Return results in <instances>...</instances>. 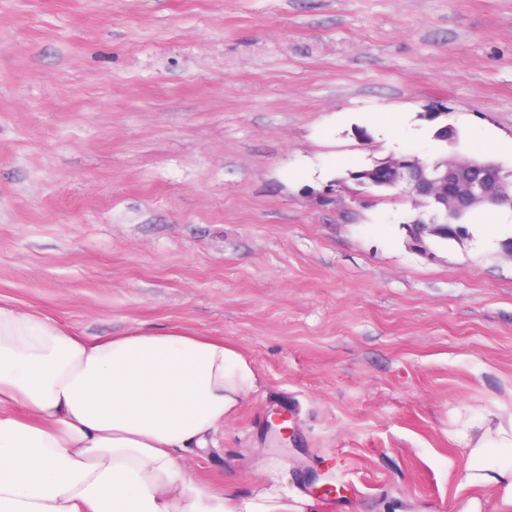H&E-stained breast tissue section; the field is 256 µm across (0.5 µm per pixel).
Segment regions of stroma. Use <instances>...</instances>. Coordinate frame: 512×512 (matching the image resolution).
I'll use <instances>...</instances> for the list:
<instances>
[{
	"instance_id": "1",
	"label": "stroma",
	"mask_w": 512,
	"mask_h": 512,
	"mask_svg": "<svg viewBox=\"0 0 512 512\" xmlns=\"http://www.w3.org/2000/svg\"><path fill=\"white\" fill-rule=\"evenodd\" d=\"M511 141L512 0H0V303L237 346L213 489L278 459L303 512H498L453 433L512 410V229L419 250L350 174Z\"/></svg>"
}]
</instances>
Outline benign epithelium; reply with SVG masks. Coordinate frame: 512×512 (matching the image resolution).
<instances>
[{
    "label": "benign epithelium",
    "mask_w": 512,
    "mask_h": 512,
    "mask_svg": "<svg viewBox=\"0 0 512 512\" xmlns=\"http://www.w3.org/2000/svg\"><path fill=\"white\" fill-rule=\"evenodd\" d=\"M488 169L490 165L474 159L445 158L432 162L418 158H388L365 172V180L375 183L380 174L392 177L391 186H404L418 217L412 221V235L417 246L424 247L425 238L443 236L448 226L438 223L435 217L450 210L463 212L483 204L512 199V186L500 178L486 174L465 183L463 174L468 169Z\"/></svg>",
    "instance_id": "benign-epithelium-1"
}]
</instances>
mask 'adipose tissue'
Returning a JSON list of instances; mask_svg holds the SVG:
<instances>
[{"label":"adipose tissue","mask_w":512,"mask_h":512,"mask_svg":"<svg viewBox=\"0 0 512 512\" xmlns=\"http://www.w3.org/2000/svg\"><path fill=\"white\" fill-rule=\"evenodd\" d=\"M258 382L220 338L173 328L89 341L0 304V512H288L284 463L245 502L189 465ZM455 436L466 486L512 512V412L472 416Z\"/></svg>","instance_id":"adipose-tissue-1"}]
</instances>
